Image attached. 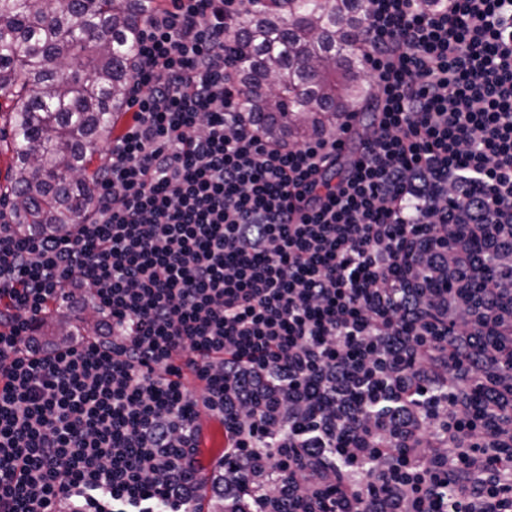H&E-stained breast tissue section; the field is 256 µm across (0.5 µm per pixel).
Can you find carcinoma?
I'll return each mask as SVG.
<instances>
[{
	"label": "carcinoma",
	"mask_w": 512,
	"mask_h": 512,
	"mask_svg": "<svg viewBox=\"0 0 512 512\" xmlns=\"http://www.w3.org/2000/svg\"><path fill=\"white\" fill-rule=\"evenodd\" d=\"M238 15L237 78L273 139L332 131L372 89L355 48L364 0H261ZM142 0H0V113L12 153L0 200L22 231L64 234L93 205L98 170L127 108Z\"/></svg>",
	"instance_id": "carcinoma-1"
}]
</instances>
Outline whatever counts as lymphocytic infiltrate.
Wrapping results in <instances>:
<instances>
[{
	"mask_svg": "<svg viewBox=\"0 0 512 512\" xmlns=\"http://www.w3.org/2000/svg\"><path fill=\"white\" fill-rule=\"evenodd\" d=\"M249 2L144 17L86 223L0 214V512H512V0H365L373 94L299 144ZM221 443H223L224 446V438L221 437L218 429V423L214 421L205 422L204 440L201 445V459L204 463L209 462L214 455L221 451L223 446H218Z\"/></svg>",
	"mask_w": 512,
	"mask_h": 512,
	"instance_id": "obj_1",
	"label": "lymphocytic infiltrate"
}]
</instances>
